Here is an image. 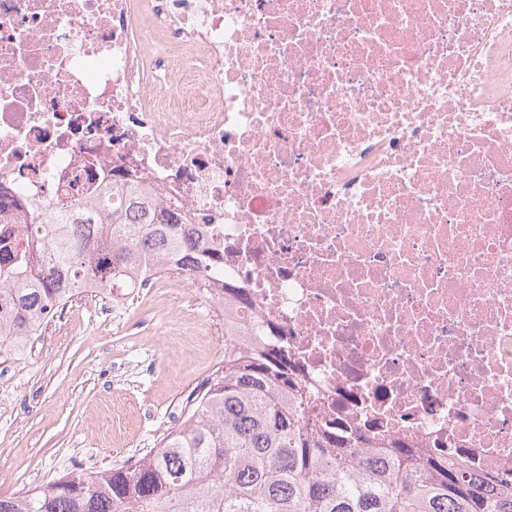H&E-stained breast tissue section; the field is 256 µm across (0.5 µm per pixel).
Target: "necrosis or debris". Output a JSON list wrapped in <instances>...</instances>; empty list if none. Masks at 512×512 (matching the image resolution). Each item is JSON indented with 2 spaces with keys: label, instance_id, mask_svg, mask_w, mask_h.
Listing matches in <instances>:
<instances>
[{
  "label": "necrosis or debris",
  "instance_id": "4bbe7bcc",
  "mask_svg": "<svg viewBox=\"0 0 512 512\" xmlns=\"http://www.w3.org/2000/svg\"><path fill=\"white\" fill-rule=\"evenodd\" d=\"M126 173L216 263L150 287L512 471V0H0V237Z\"/></svg>",
  "mask_w": 512,
  "mask_h": 512
}]
</instances>
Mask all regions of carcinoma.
Instances as JSON below:
<instances>
[{"label": "carcinoma", "mask_w": 512, "mask_h": 512, "mask_svg": "<svg viewBox=\"0 0 512 512\" xmlns=\"http://www.w3.org/2000/svg\"><path fill=\"white\" fill-rule=\"evenodd\" d=\"M97 209L52 212L25 245H0V353L41 335L89 288L129 295L175 256L208 281L164 214L126 210L141 193L87 182ZM317 397L275 347L224 340V370L184 420L133 462L0 498V512H512V473L473 471L441 452L374 439L315 414Z\"/></svg>", "instance_id": "carcinoma-1"}]
</instances>
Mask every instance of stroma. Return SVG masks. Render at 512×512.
<instances>
[{"label":"stroma","mask_w":512,"mask_h":512,"mask_svg":"<svg viewBox=\"0 0 512 512\" xmlns=\"http://www.w3.org/2000/svg\"><path fill=\"white\" fill-rule=\"evenodd\" d=\"M198 301L141 288L115 309L85 293L23 355L0 357V498L155 447L179 422L177 398L224 365L196 330Z\"/></svg>","instance_id":"1"}]
</instances>
